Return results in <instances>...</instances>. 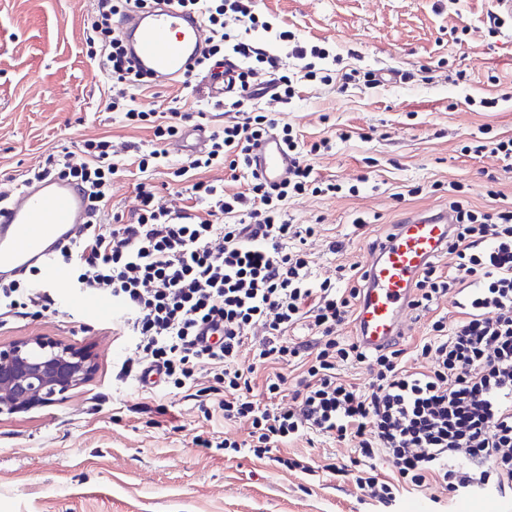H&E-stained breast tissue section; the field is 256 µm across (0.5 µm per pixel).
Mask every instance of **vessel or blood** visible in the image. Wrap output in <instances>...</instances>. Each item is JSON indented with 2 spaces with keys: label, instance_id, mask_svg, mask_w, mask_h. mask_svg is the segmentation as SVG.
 Segmentation results:
<instances>
[{
  "label": "vessel or blood",
  "instance_id": "vessel-or-blood-1",
  "mask_svg": "<svg viewBox=\"0 0 512 512\" xmlns=\"http://www.w3.org/2000/svg\"><path fill=\"white\" fill-rule=\"evenodd\" d=\"M118 28L135 70L158 83L180 81L205 50L207 31L200 17L169 5L132 10L120 18ZM251 157L267 181H280L288 173V153L276 133L258 140ZM87 204L85 190L70 180L48 176L27 185L0 212V279H12L35 265L46 285L62 284L64 270L52 257L78 235ZM452 222L444 208L411 214L371 246L354 322L362 346L380 350L402 336L413 285L425 263L446 251ZM63 304L89 309L102 322L120 314L111 299L89 290L65 296Z\"/></svg>",
  "mask_w": 512,
  "mask_h": 512
}]
</instances>
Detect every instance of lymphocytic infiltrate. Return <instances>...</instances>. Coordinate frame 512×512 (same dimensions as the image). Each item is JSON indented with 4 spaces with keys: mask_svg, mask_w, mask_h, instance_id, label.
<instances>
[{
    "mask_svg": "<svg viewBox=\"0 0 512 512\" xmlns=\"http://www.w3.org/2000/svg\"><path fill=\"white\" fill-rule=\"evenodd\" d=\"M157 0H98L85 28L88 58L110 91L106 109L129 124L152 129L147 146L115 145L88 139L75 148L50 150L28 181L58 174L88 192V219L78 237L64 246L58 262L74 285L112 298L123 311L124 335L133 337L143 362L162 367L170 387L194 384L210 368L224 387V417L251 425L247 448L256 458L306 474L315 468L304 457L280 456L288 443L324 436L351 442L346 464H331L333 475L352 480L365 496L385 504L401 494L436 484L449 494L495 488L512 490V205L495 214L471 209L454 185L448 208V262L432 260L412 290L417 316L432 311L439 297L458 296L452 324L437 319L432 333L414 350L393 344L364 349L340 336L364 286L357 268L338 266L337 279L312 280L309 243L316 224L293 223L288 204L311 194L336 193L318 179L307 155L320 143L304 144L290 125H277L260 105L259 85L272 84V101L297 96L280 60L254 40L252 31L274 32L303 61L304 78L327 84L333 76L322 62L326 48L276 29L259 15L253 0H176L199 13L209 29L208 45L184 88L214 77L225 57L240 63L239 92L207 101L208 112L229 118L209 137L204 151L175 169L187 181L189 206L175 209L147 173L170 166L167 146L184 118L180 98L163 110H140L134 88L144 80L133 73L112 26L127 10L149 8ZM277 131L293 158L288 176L271 185L250 167V151L261 137ZM228 168L239 188L199 179V172ZM136 180L129 212H108L112 181ZM29 279L0 280V312L40 315L55 311L52 289L40 286L37 268ZM306 326L311 340L291 338ZM255 344L251 364H241L246 344ZM427 367L410 366L411 356ZM297 362L302 376L284 394L281 374L258 381L261 364ZM364 369L366 385L350 382L344 368ZM391 477L378 471L379 462Z\"/></svg>",
    "mask_w": 512,
    "mask_h": 512,
    "instance_id": "f902f5d3",
    "label": "lymphocytic infiltrate"
}]
</instances>
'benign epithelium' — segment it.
<instances>
[{
    "label": "benign epithelium",
    "instance_id": "benign-epithelium-1",
    "mask_svg": "<svg viewBox=\"0 0 512 512\" xmlns=\"http://www.w3.org/2000/svg\"><path fill=\"white\" fill-rule=\"evenodd\" d=\"M90 355L45 337L0 347V414L49 403L88 382Z\"/></svg>",
    "mask_w": 512,
    "mask_h": 512
}]
</instances>
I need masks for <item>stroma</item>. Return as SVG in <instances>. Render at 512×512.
<instances>
[{
	"label": "stroma",
	"instance_id": "obj_1",
	"mask_svg": "<svg viewBox=\"0 0 512 512\" xmlns=\"http://www.w3.org/2000/svg\"><path fill=\"white\" fill-rule=\"evenodd\" d=\"M299 39L342 56L347 70H389L393 82L301 86L279 107V123L307 142L325 138L316 175L336 194L288 206L299 224L321 221L342 241H314L312 275L335 277L363 264L372 241L406 213L448 203L462 183L474 209L512 203V171L501 160L464 155L482 132L512 137V27H489L490 0H255ZM93 0H0V181L21 178L53 147L151 134L108 114V88L86 55ZM467 28L454 43L450 28ZM496 107H481V100ZM364 218L365 233L352 222ZM37 336L87 350L89 382L44 406L0 414V512H405L363 498L325 472L348 462L349 443L288 444L311 458L309 476L243 453L196 446V438L246 440L248 425L224 417V392L202 372L189 390L141 387L120 368L134 359L127 337L85 311L0 316V344Z\"/></svg>",
	"mask_w": 512,
	"mask_h": 512
}]
</instances>
